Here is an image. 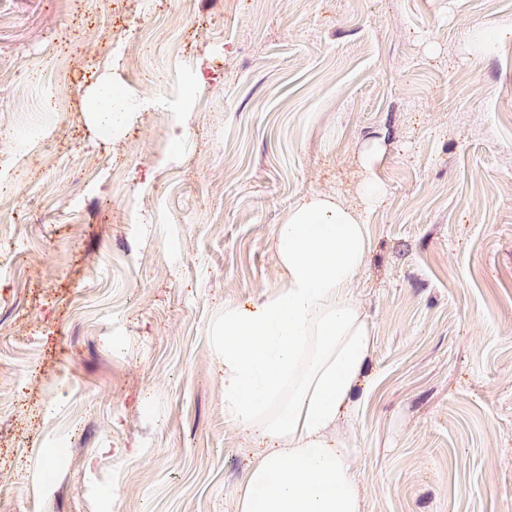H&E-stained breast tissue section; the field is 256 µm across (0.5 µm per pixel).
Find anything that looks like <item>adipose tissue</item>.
Instances as JSON below:
<instances>
[{"label":"adipose tissue","mask_w":512,"mask_h":512,"mask_svg":"<svg viewBox=\"0 0 512 512\" xmlns=\"http://www.w3.org/2000/svg\"><path fill=\"white\" fill-rule=\"evenodd\" d=\"M84 92L85 121L111 125L126 98ZM373 141L358 159L359 202L301 196L276 225L283 282L252 309L224 307V412L258 449L236 512H363L348 416L365 382L372 332L355 285L372 250L365 211L380 205Z\"/></svg>","instance_id":"obj_1"}]
</instances>
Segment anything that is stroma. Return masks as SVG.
Instances as JSON below:
<instances>
[{"label":"stroma","instance_id":"obj_1","mask_svg":"<svg viewBox=\"0 0 512 512\" xmlns=\"http://www.w3.org/2000/svg\"><path fill=\"white\" fill-rule=\"evenodd\" d=\"M0 129V512H235L224 307L376 140L363 512H512V0H0ZM120 89L119 86L112 83V78L102 77V79L85 89V121L86 124L97 132L104 126L112 127V112L118 108H123L126 101V94L122 92L121 96H115L109 100H104L101 92L104 88ZM121 90V89H120Z\"/></svg>","mask_w":512,"mask_h":512}]
</instances>
